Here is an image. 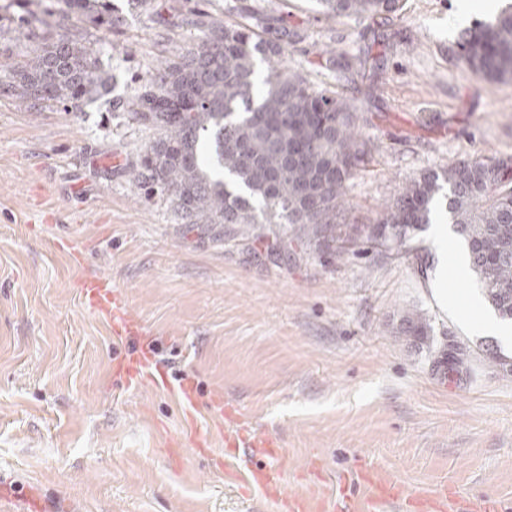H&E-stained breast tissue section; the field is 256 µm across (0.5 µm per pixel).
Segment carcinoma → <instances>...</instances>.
<instances>
[{
  "label": "carcinoma",
  "mask_w": 512,
  "mask_h": 512,
  "mask_svg": "<svg viewBox=\"0 0 512 512\" xmlns=\"http://www.w3.org/2000/svg\"><path fill=\"white\" fill-rule=\"evenodd\" d=\"M56 19L17 67L10 92L78 108L107 89L83 25L119 22L107 0H57ZM325 17L374 18L400 0H316ZM225 23L202 12L180 19L199 33L185 54L161 62L127 111L157 137L130 167L132 184L160 186L188 224H234L244 239L271 232L280 241L330 246L347 182L362 160L357 113L336 92L311 85L288 67V26L242 5ZM463 64L478 78L512 80V9L478 23L462 43ZM467 247L469 268L488 304L512 319V164L470 159L405 182L383 210L371 238L385 250L407 249L414 233L439 220L437 196ZM431 326L405 313L397 335L425 344ZM483 357L512 376V356L486 346ZM467 348L434 359L467 368Z\"/></svg>",
  "instance_id": "1"
}]
</instances>
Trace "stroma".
<instances>
[{"label": "stroma", "instance_id": "obj_1", "mask_svg": "<svg viewBox=\"0 0 512 512\" xmlns=\"http://www.w3.org/2000/svg\"><path fill=\"white\" fill-rule=\"evenodd\" d=\"M244 2L296 30L289 67L360 118L364 156L334 249L295 241L276 258L274 238L214 237L165 191L129 181L154 134L122 105L197 32L110 0L121 26L85 32L106 92L78 109L22 105L7 86L55 2L0 0V512H19L29 493L50 512H277L248 485L251 466L286 496L341 488L364 504L375 470L410 495L444 486L512 512V378L478 353L496 339L473 274L455 272L462 239L429 224L396 254L368 238L407 179L512 159V81L480 79L459 56L466 27L512 0L473 8L462 26L452 19L464 0L336 21L315 0ZM420 253L434 259L424 276ZM93 276L120 292L167 386L115 376L132 343L85 305ZM408 310L436 343L471 350L467 370L444 373L428 347L396 335ZM218 394L277 456L231 455L236 422L213 411ZM201 435L209 453L195 449Z\"/></svg>", "mask_w": 512, "mask_h": 512}]
</instances>
